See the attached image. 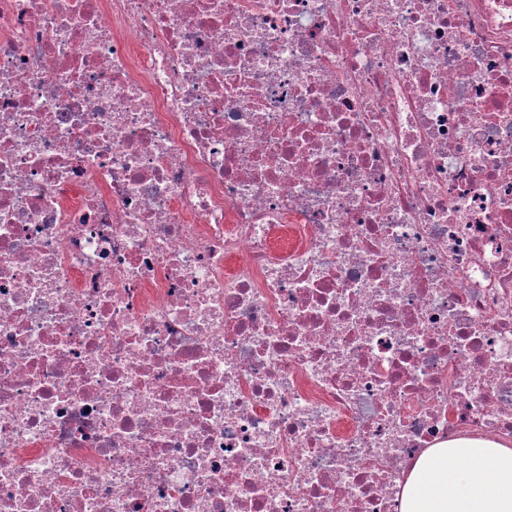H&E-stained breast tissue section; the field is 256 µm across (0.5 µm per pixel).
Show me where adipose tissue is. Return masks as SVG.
<instances>
[{"label":"adipose tissue","instance_id":"obj_1","mask_svg":"<svg viewBox=\"0 0 512 512\" xmlns=\"http://www.w3.org/2000/svg\"><path fill=\"white\" fill-rule=\"evenodd\" d=\"M400 512H512V448L461 440L427 449L402 488Z\"/></svg>","mask_w":512,"mask_h":512}]
</instances>
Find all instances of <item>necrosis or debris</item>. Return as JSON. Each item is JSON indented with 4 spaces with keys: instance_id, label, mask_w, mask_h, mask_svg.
<instances>
[{
    "instance_id": "4bbe7bcc",
    "label": "necrosis or debris",
    "mask_w": 512,
    "mask_h": 512,
    "mask_svg": "<svg viewBox=\"0 0 512 512\" xmlns=\"http://www.w3.org/2000/svg\"><path fill=\"white\" fill-rule=\"evenodd\" d=\"M512 443V0H0V512H399Z\"/></svg>"
}]
</instances>
